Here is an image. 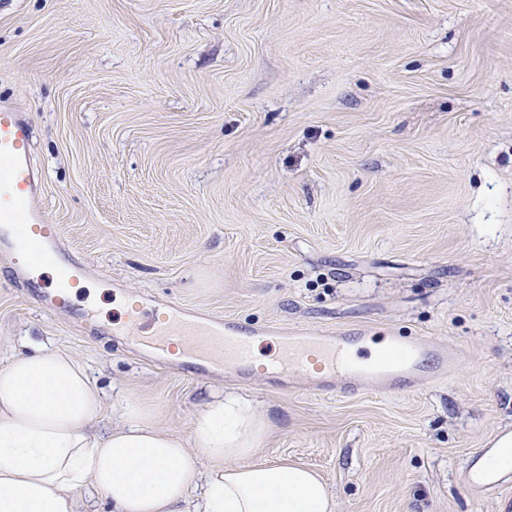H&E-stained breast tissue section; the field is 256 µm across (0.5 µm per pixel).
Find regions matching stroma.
<instances>
[{
    "label": "stroma",
    "instance_id": "35a3bbf8",
    "mask_svg": "<svg viewBox=\"0 0 512 512\" xmlns=\"http://www.w3.org/2000/svg\"><path fill=\"white\" fill-rule=\"evenodd\" d=\"M26 115L70 308L0 253V367L76 354L190 440L213 393L270 426L250 464L335 512H500L462 463L512 429V0H0V101ZM147 292L248 329L461 349L412 392L288 390L153 365L118 336ZM83 268L78 264H63L59 269V277L55 288L40 296L41 301L49 307L65 308L69 306L68 292L76 288L83 277Z\"/></svg>",
    "mask_w": 512,
    "mask_h": 512
}]
</instances>
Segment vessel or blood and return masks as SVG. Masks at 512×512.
<instances>
[{"instance_id":"b4317fda","label":"vessel or blood","mask_w":512,"mask_h":512,"mask_svg":"<svg viewBox=\"0 0 512 512\" xmlns=\"http://www.w3.org/2000/svg\"><path fill=\"white\" fill-rule=\"evenodd\" d=\"M60 238V226L46 223L42 216L27 121L15 106L1 103L0 249L27 255L30 263L41 264L53 259ZM82 277L80 265H61L55 288L42 294V302L49 307H67L68 292ZM147 327L161 342L162 363L177 361L191 366L214 357L241 377L252 370L253 347L261 340L259 333L242 331L233 321L214 322L188 315L174 304L154 306L143 296L130 305L122 331L131 336ZM273 342L277 375L292 382L307 378L320 389L337 384L347 393L413 390L447 375L456 364L452 348L423 338L386 337L391 358L380 357L369 364L359 361L365 343L361 336L311 329L280 334ZM506 436V431H499L484 447L469 453L464 478L474 500L512 484V473H494L487 468L488 460L500 454Z\"/></svg>"}]
</instances>
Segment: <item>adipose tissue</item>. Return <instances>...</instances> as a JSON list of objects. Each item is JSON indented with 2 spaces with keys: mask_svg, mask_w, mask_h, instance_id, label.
Listing matches in <instances>:
<instances>
[{
  "mask_svg": "<svg viewBox=\"0 0 512 512\" xmlns=\"http://www.w3.org/2000/svg\"><path fill=\"white\" fill-rule=\"evenodd\" d=\"M101 391L75 354L40 347L0 367V512H83L91 488L111 512H186L202 461L217 469L199 512H335L325 483L290 463L241 466L264 440L262 412L237 396L205 401L183 443L124 397L100 431Z\"/></svg>",
  "mask_w": 512,
  "mask_h": 512,
  "instance_id": "ef3b65f1",
  "label": "adipose tissue"
}]
</instances>
